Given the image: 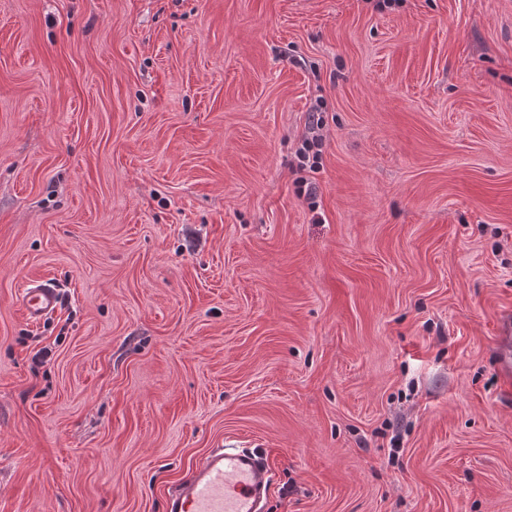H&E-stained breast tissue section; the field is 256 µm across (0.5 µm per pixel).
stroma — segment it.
<instances>
[{
	"instance_id": "35a3bbf8",
	"label": "stroma",
	"mask_w": 512,
	"mask_h": 512,
	"mask_svg": "<svg viewBox=\"0 0 512 512\" xmlns=\"http://www.w3.org/2000/svg\"><path fill=\"white\" fill-rule=\"evenodd\" d=\"M507 315L512 0H0V512H512ZM314 112H318L317 107L314 108L313 114L311 115V126H310L311 136H306L302 140V146H301V148H299V150L297 152L299 155V158H301L300 164H299L300 171L305 170L308 163H310V156L312 158V162L309 165L310 171L315 169V167L319 163L318 160L320 159L321 150L319 148L322 146V138L320 137V135L316 134L315 129L319 128V124H321V117H318L316 119ZM20 304L27 321L33 324L43 322L59 309L58 287L49 280L26 285L20 291ZM497 367L499 374L505 378H512V321L510 315L501 325V333L498 344ZM215 448L192 476L171 492L169 512H261L273 469L247 448Z\"/></svg>"
}]
</instances>
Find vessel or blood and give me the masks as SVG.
Listing matches in <instances>:
<instances>
[{
  "instance_id": "1",
  "label": "vessel or blood",
  "mask_w": 512,
  "mask_h": 512,
  "mask_svg": "<svg viewBox=\"0 0 512 512\" xmlns=\"http://www.w3.org/2000/svg\"><path fill=\"white\" fill-rule=\"evenodd\" d=\"M27 321L43 322L59 309L56 284L44 280L20 292ZM497 367L512 378V320L504 319L499 336ZM273 469L266 456L246 448L227 446L211 450L192 476L168 497V512H261Z\"/></svg>"
}]
</instances>
